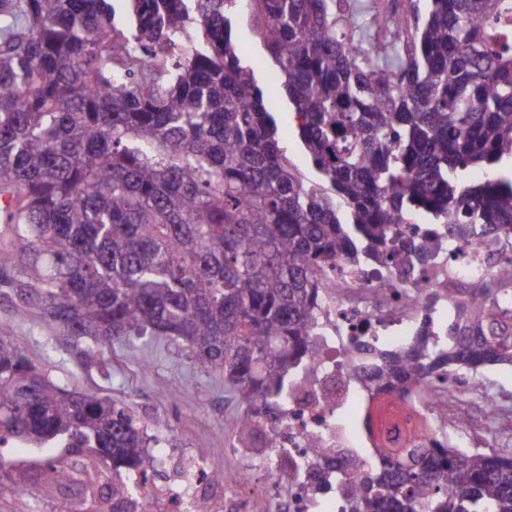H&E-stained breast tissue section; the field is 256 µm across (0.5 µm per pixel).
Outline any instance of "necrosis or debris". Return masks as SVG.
Returning a JSON list of instances; mask_svg holds the SVG:
<instances>
[{
	"label": "necrosis or debris",
	"instance_id": "necrosis-or-debris-1",
	"mask_svg": "<svg viewBox=\"0 0 512 512\" xmlns=\"http://www.w3.org/2000/svg\"><path fill=\"white\" fill-rule=\"evenodd\" d=\"M404 233L433 247L426 262L391 267L337 262L326 280L319 317L321 335L307 358L309 376H296L288 401L264 426L281 465L261 489L274 512H340L355 492L365 465L381 463L387 447L401 445L409 430L424 443L458 447L455 418L470 392L457 381L438 390L404 388L381 393L374 381L378 350H400L421 336H442L452 312L448 291L487 276L499 256L481 242L449 251L444 226L414 220ZM318 441L325 455L312 452ZM205 459H196L172 485L140 483L147 501L164 498L169 512L204 506L208 512H250L249 499L215 497Z\"/></svg>",
	"mask_w": 512,
	"mask_h": 512
}]
</instances>
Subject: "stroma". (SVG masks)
<instances>
[{
    "mask_svg": "<svg viewBox=\"0 0 512 512\" xmlns=\"http://www.w3.org/2000/svg\"><path fill=\"white\" fill-rule=\"evenodd\" d=\"M236 39L245 62L257 81L268 88L279 116L281 142L295 164L310 180L318 175L308 164L297 136L293 108L281 88L273 87V67L246 19H239ZM8 324L25 356L47 371L57 384L73 391L96 390L101 396L127 404L148 427L149 435L174 434L177 447L149 446L153 479L165 484L187 459L206 448L209 469L221 473L251 461L259 478H266L272 463L265 453L234 450L236 420L242 411L226 389L222 374L187 358L165 338L113 344L104 355L89 351L82 340L22 308L17 299L0 295V323Z\"/></svg>",
    "mask_w": 512,
    "mask_h": 512,
    "instance_id": "1",
    "label": "stroma"
}]
</instances>
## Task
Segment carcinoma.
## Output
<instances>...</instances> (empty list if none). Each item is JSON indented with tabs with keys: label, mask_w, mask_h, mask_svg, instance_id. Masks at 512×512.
I'll return each mask as SVG.
<instances>
[{
	"label": "carcinoma",
	"mask_w": 512,
	"mask_h": 512,
	"mask_svg": "<svg viewBox=\"0 0 512 512\" xmlns=\"http://www.w3.org/2000/svg\"><path fill=\"white\" fill-rule=\"evenodd\" d=\"M0 0V286L97 347L159 336L224 374L239 447L302 367L340 259L416 252L399 225H448V245L512 239V0ZM247 16L322 182L288 157L233 28ZM475 168L488 170L479 182ZM443 338L377 354L376 382L422 387L512 353V264L448 292ZM66 449L9 480L32 512H153L128 406L64 388L0 325V445ZM112 462L100 481L89 465ZM512 512V452L420 449L366 470L346 512ZM28 499L34 507V512H54L57 494L53 489L36 484L27 487Z\"/></svg>",
	"instance_id": "1"
}]
</instances>
